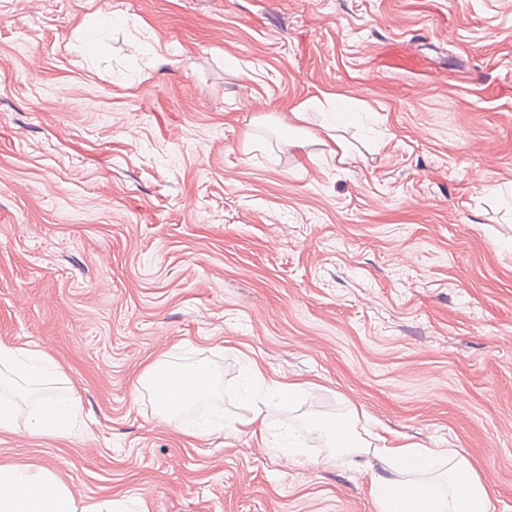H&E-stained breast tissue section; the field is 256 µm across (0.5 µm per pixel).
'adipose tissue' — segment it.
<instances>
[{
  "label": "adipose tissue",
  "instance_id": "1",
  "mask_svg": "<svg viewBox=\"0 0 512 512\" xmlns=\"http://www.w3.org/2000/svg\"><path fill=\"white\" fill-rule=\"evenodd\" d=\"M51 357L0 343V430H18V416L31 396H38L39 414L27 430L45 435L61 428L51 395L42 393ZM214 374L209 365L174 373L162 361L148 364L138 382L148 389L163 413H173L209 393ZM440 467L448 486L440 496L420 481L421 473ZM375 512H498V501L468 459L454 448H420L390 441L381 468L372 478ZM126 502L109 498L85 503L53 471L32 464L0 463V512H125Z\"/></svg>",
  "mask_w": 512,
  "mask_h": 512
}]
</instances>
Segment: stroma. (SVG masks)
Wrapping results in <instances>:
<instances>
[{"instance_id":"stroma-1","label":"stroma","mask_w":512,"mask_h":512,"mask_svg":"<svg viewBox=\"0 0 512 512\" xmlns=\"http://www.w3.org/2000/svg\"><path fill=\"white\" fill-rule=\"evenodd\" d=\"M511 187L512 0H0V341L68 377L65 432L0 462L141 512H375L327 418L458 449L512 512ZM154 360L213 393L163 417ZM267 406L266 402L260 400L259 402H254V408L252 410V416L248 419L239 421V425L241 428H236L235 430H242V428L248 429L251 431V434L259 437L263 442L264 437V421L266 418L265 407Z\"/></svg>"}]
</instances>
